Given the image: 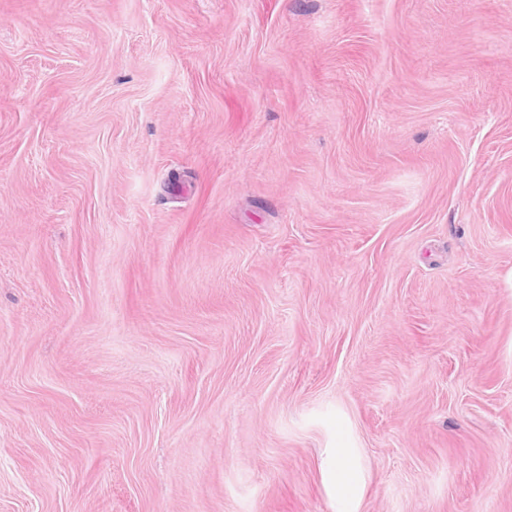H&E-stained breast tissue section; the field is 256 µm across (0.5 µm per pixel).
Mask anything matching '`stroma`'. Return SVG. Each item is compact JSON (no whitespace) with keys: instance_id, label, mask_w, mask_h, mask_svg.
Returning <instances> with one entry per match:
<instances>
[{"instance_id":"obj_1","label":"stroma","mask_w":512,"mask_h":512,"mask_svg":"<svg viewBox=\"0 0 512 512\" xmlns=\"http://www.w3.org/2000/svg\"><path fill=\"white\" fill-rule=\"evenodd\" d=\"M512 512V0H0V512ZM327 473L336 490L337 512H357L365 490V479L351 448H336L327 462Z\"/></svg>"}]
</instances>
